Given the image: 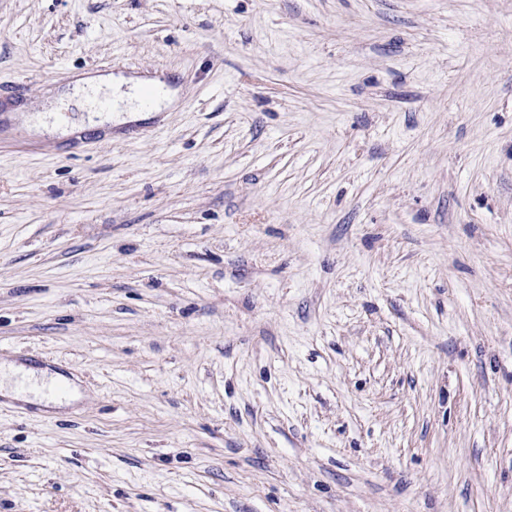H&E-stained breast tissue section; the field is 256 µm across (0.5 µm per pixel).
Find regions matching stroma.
Here are the masks:
<instances>
[{"label": "stroma", "instance_id": "35a3bbf8", "mask_svg": "<svg viewBox=\"0 0 512 512\" xmlns=\"http://www.w3.org/2000/svg\"><path fill=\"white\" fill-rule=\"evenodd\" d=\"M2 363L0 512H512V0H0ZM80 83L85 84L82 90L86 91V98L90 95H98L103 86L112 90V97H114V109L112 112H160L164 107H168L172 104L173 98L170 95V91L165 87L164 83L158 80H143L140 78H116L113 79L112 75L97 76L89 75L79 80ZM127 85L129 91L120 94V90L123 86ZM152 88L155 91L154 105L146 109L142 106L141 97L143 96L146 89ZM117 93H119L117 95ZM126 100L127 106L121 111H117V102Z\"/></svg>", "mask_w": 512, "mask_h": 512}]
</instances>
